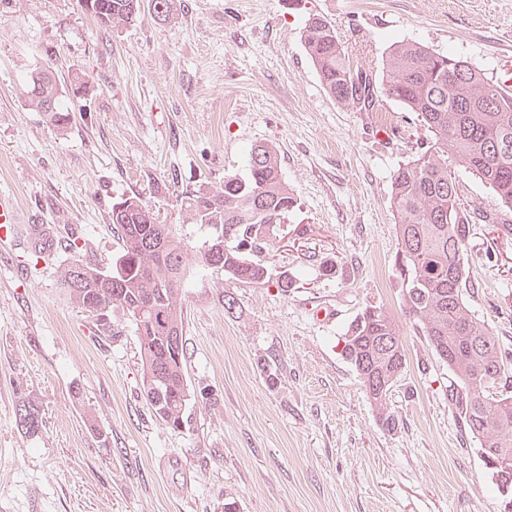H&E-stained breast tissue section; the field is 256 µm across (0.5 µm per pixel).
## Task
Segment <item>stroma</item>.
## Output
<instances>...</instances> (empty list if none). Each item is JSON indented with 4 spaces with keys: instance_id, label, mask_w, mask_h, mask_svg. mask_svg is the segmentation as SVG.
Masks as SVG:
<instances>
[{
    "instance_id": "stroma-1",
    "label": "stroma",
    "mask_w": 512,
    "mask_h": 512,
    "mask_svg": "<svg viewBox=\"0 0 512 512\" xmlns=\"http://www.w3.org/2000/svg\"><path fill=\"white\" fill-rule=\"evenodd\" d=\"M180 2L173 21L105 31L78 0H0V198L19 211L0 227V512H224L228 497L239 512H503L448 404V367L408 319L396 432L341 355L366 306L400 310L391 177L420 124L385 95L376 112L338 103L301 36L320 14L374 74L405 40L498 80L512 69V0ZM38 68L57 77L65 131L28 105ZM258 143L277 147L297 203L264 258L267 282L189 261L194 397L175 432L143 398L133 324L117 313L114 335L100 333L57 272L77 258L111 266L122 195L200 246L213 230L187 223L176 191L247 175ZM38 224L59 242L45 260ZM468 257L467 302L512 352V236L476 222ZM24 400L43 418L30 435L16 425Z\"/></svg>"
}]
</instances>
